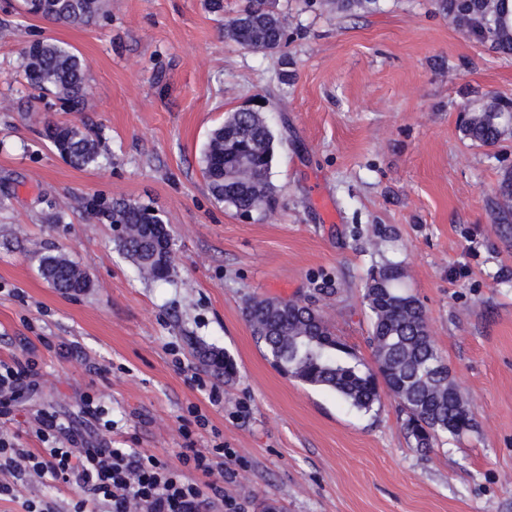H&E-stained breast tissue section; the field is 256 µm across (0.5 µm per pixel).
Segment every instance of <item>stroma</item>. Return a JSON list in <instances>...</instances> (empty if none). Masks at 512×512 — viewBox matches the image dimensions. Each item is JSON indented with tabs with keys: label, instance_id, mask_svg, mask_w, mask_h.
<instances>
[{
	"label": "stroma",
	"instance_id": "obj_1",
	"mask_svg": "<svg viewBox=\"0 0 512 512\" xmlns=\"http://www.w3.org/2000/svg\"><path fill=\"white\" fill-rule=\"evenodd\" d=\"M247 0H108L87 26L27 18L0 0V360L31 361L36 392L0 429L38 449L34 420H75L94 396L112 444L179 467L187 442L224 443V495L238 512H512V223L494 210L512 170V138L481 147L461 117L486 96L512 99V57L469 39L434 0H279L278 52L243 48L224 23ZM37 39L88 65L82 112L34 102L14 67ZM265 113L279 206L253 221L215 200L203 146L227 113ZM88 122L99 166L71 167L47 121ZM63 196L135 201L162 212L174 238L172 282L141 278L113 225ZM63 253L90 286L60 295L40 274ZM402 261L432 337L477 429L414 447L391 396L362 413L326 388L280 372L245 318L254 299L313 303L366 364L363 282L380 254ZM201 342L237 376L205 367ZM224 388L211 405V385ZM208 418L180 433L189 405ZM205 364L217 375L224 376L225 383L236 378L237 368L230 355L214 346H199Z\"/></svg>",
	"mask_w": 512,
	"mask_h": 512
}]
</instances>
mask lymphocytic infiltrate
Returning a JSON list of instances; mask_svg holds the SVG:
<instances>
[{"label": "lymphocytic infiltrate", "instance_id": "obj_1", "mask_svg": "<svg viewBox=\"0 0 512 512\" xmlns=\"http://www.w3.org/2000/svg\"><path fill=\"white\" fill-rule=\"evenodd\" d=\"M35 432L43 443L35 452L0 433V472L10 475L0 482V496L13 495L15 481L32 473L75 489L71 512H96L101 500L110 512H203L214 498L236 512L234 500L224 496L223 444L183 449L176 469L159 457L113 447L108 439L82 447L77 429L48 415L38 418Z\"/></svg>", "mask_w": 512, "mask_h": 512}]
</instances>
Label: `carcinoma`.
I'll list each match as a JSON object with an SVG mask.
<instances>
[{
  "instance_id": "1",
  "label": "carcinoma",
  "mask_w": 512,
  "mask_h": 512,
  "mask_svg": "<svg viewBox=\"0 0 512 512\" xmlns=\"http://www.w3.org/2000/svg\"><path fill=\"white\" fill-rule=\"evenodd\" d=\"M378 0H336L342 12L370 11ZM438 10L455 21L471 38L502 56H512V0H436ZM28 17L63 25H89L107 13V0H20ZM246 24L228 28L242 47L277 50L287 31L277 0H249L239 14ZM16 69L27 84L50 94L72 110L79 109L90 88L86 63L68 47L37 40L16 59ZM463 135L480 146L493 147L512 137V102L493 96L478 112L465 115ZM46 137L72 167L99 164V141L90 129L77 124L50 122ZM274 158L272 134L259 112H232L213 129L201 163L208 188L215 198L238 214L262 219L276 210L278 195L270 180ZM100 221L120 228L118 250L139 272L153 281H168L174 273L173 241L163 215L134 201H103L77 197L67 203ZM498 219L512 222V171L502 174L497 186ZM363 284V298L371 323L369 346L376 369L365 367L336 336L312 304L290 300L254 299L245 309L256 342L284 374L308 385L325 387L354 408L369 412L380 404V388H387L406 414V428L416 447L429 449L439 438L458 439L476 428L467 402L448 384V366L433 340L424 308L408 289L402 262L378 250ZM41 273L62 295L89 287L86 272L62 255L49 254ZM205 364L229 383L237 368L230 355L214 346H201Z\"/></svg>"
}]
</instances>
